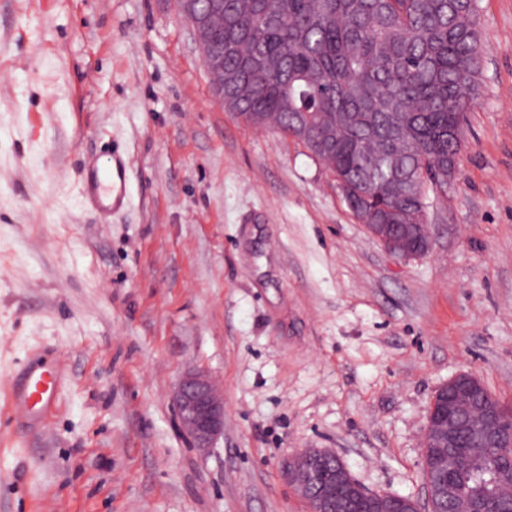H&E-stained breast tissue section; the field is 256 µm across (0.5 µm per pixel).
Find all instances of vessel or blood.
Returning <instances> with one entry per match:
<instances>
[{
  "label": "vessel or blood",
  "mask_w": 512,
  "mask_h": 512,
  "mask_svg": "<svg viewBox=\"0 0 512 512\" xmlns=\"http://www.w3.org/2000/svg\"><path fill=\"white\" fill-rule=\"evenodd\" d=\"M130 161L120 153L107 158H92L82 168L84 191L90 204L101 213L119 208L127 195ZM61 370L48 363L45 356H35L20 382L8 391L14 418L40 424L47 421L59 406Z\"/></svg>",
  "instance_id": "1"
}]
</instances>
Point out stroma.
<instances>
[{"label": "stroma", "mask_w": 512, "mask_h": 512, "mask_svg": "<svg viewBox=\"0 0 512 512\" xmlns=\"http://www.w3.org/2000/svg\"><path fill=\"white\" fill-rule=\"evenodd\" d=\"M476 5L458 170L404 260L302 143L225 111L171 0H0V512H311L284 472L309 448L421 500L437 390L512 406V0ZM115 148L105 215L79 168ZM38 351L65 375L31 427L5 393ZM191 368L224 397L205 453ZM130 161L118 152L105 159L91 158L82 168L84 191L90 204L101 213L119 208L127 195ZM172 397L180 424L194 448H213L214 441L224 432V399L208 375L198 369L184 372Z\"/></svg>", "instance_id": "stroma-1"}]
</instances>
